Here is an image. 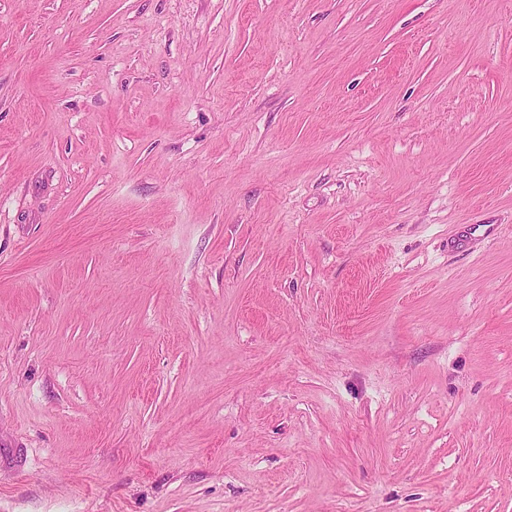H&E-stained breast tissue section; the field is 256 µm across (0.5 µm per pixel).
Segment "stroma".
<instances>
[{
  "instance_id": "35a3bbf8",
  "label": "stroma",
  "mask_w": 512,
  "mask_h": 512,
  "mask_svg": "<svg viewBox=\"0 0 512 512\" xmlns=\"http://www.w3.org/2000/svg\"><path fill=\"white\" fill-rule=\"evenodd\" d=\"M0 512H512V0H0Z\"/></svg>"
}]
</instances>
